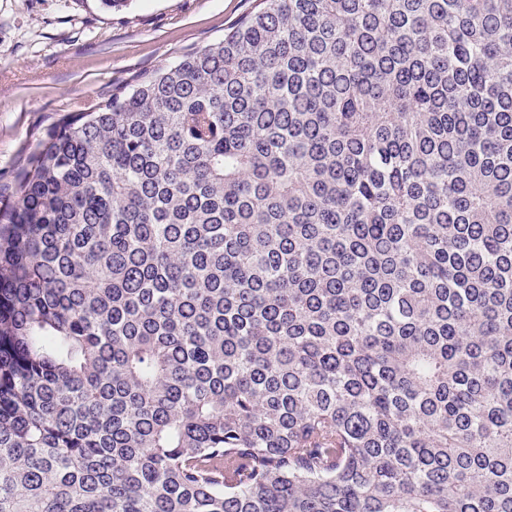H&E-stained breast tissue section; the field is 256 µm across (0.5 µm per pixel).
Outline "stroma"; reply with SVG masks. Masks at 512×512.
Here are the masks:
<instances>
[{
    "instance_id": "35a3bbf8",
    "label": "stroma",
    "mask_w": 512,
    "mask_h": 512,
    "mask_svg": "<svg viewBox=\"0 0 512 512\" xmlns=\"http://www.w3.org/2000/svg\"><path fill=\"white\" fill-rule=\"evenodd\" d=\"M254 0H0V210L34 131L134 73L222 37Z\"/></svg>"
}]
</instances>
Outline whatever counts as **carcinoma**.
Here are the masks:
<instances>
[{"label":"carcinoma","mask_w":512,"mask_h":512,"mask_svg":"<svg viewBox=\"0 0 512 512\" xmlns=\"http://www.w3.org/2000/svg\"><path fill=\"white\" fill-rule=\"evenodd\" d=\"M12 194L0 512H512V0H257Z\"/></svg>","instance_id":"1"}]
</instances>
